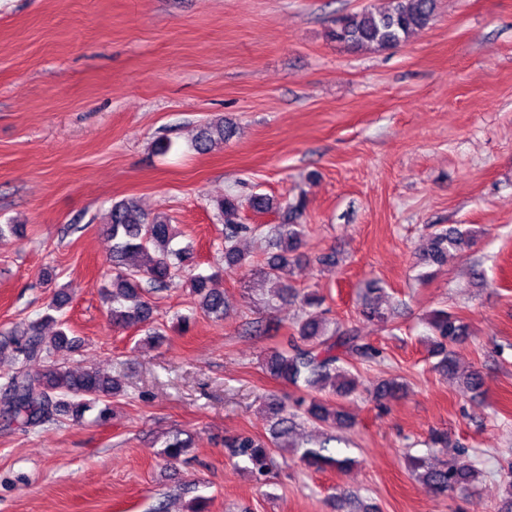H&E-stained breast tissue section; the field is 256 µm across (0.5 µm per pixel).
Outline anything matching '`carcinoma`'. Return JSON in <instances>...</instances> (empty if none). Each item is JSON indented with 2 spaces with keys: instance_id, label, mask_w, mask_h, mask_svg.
I'll return each mask as SVG.
<instances>
[{
  "instance_id": "cac0c4a2",
  "label": "carcinoma",
  "mask_w": 512,
  "mask_h": 512,
  "mask_svg": "<svg viewBox=\"0 0 512 512\" xmlns=\"http://www.w3.org/2000/svg\"><path fill=\"white\" fill-rule=\"evenodd\" d=\"M437 0H388L380 10L365 9L336 17L329 30L330 39L354 49H390L400 46L415 35L428 29L434 19ZM226 126L220 118L200 128L195 147L207 151L224 140ZM256 212L265 213L281 209L280 203L265 194H254L248 199ZM240 197L227 194L216 201V209L224 220V269L233 270L246 262L238 248V240L253 232V227L240 219ZM306 208L300 197L287 206L281 223L268 230L267 261L263 275L277 282L281 292L290 293L295 288L288 283L292 268L299 264L304 245L305 228L299 219ZM112 239V280L103 290V299L110 304L112 324L119 328L142 327L154 323V308L149 295L169 287L185 262L191 258V245L175 249L172 241L178 232L170 219L162 214L145 212L132 198L112 205L107 227ZM474 242V231L459 227L438 225L430 234V245L424 255L426 266L443 267L448 259L465 252ZM214 275L195 274L190 277L191 291L199 298V308L212 318L224 315V292L212 287ZM381 292L374 283L367 284L364 293L363 314L367 319L383 324L391 321L389 313L375 303ZM68 294L60 289L51 297L42 320L34 321L16 334L0 341V358L10 360L18 367L9 378L0 402L3 412L25 428H36L55 417L65 415L80 421L85 414L97 410L95 421L105 422L112 413L111 398L123 392L119 375L105 376L92 370H73L52 362L31 372L29 363L42 361L54 350L74 348L78 339L68 335L66 323L52 312H59L68 303ZM303 313L296 322L287 349L275 350L262 362V371L272 378L307 391L317 388L331 390L336 398H346L357 389V377L350 371L351 360H373L380 351L366 343L352 330L327 327L326 319L317 311L322 298L315 292L302 297ZM53 322L58 329L52 336L42 334V325ZM433 336L432 354L440 357L437 368L453 375L456 362L448 353V344L467 334V327L460 317L445 310H436L429 320ZM398 381L382 383L376 388V399H394L403 393ZM270 418L269 436L257 437L242 433L226 441L232 456L248 463L249 472L256 480H264L274 463L279 448H299L301 444L290 441L295 427V417L302 416L315 428L320 437L309 441V447L300 454V461L309 467L326 466L338 470L353 463L352 458L338 457L329 451L340 438L331 433L336 427L351 425L350 418L339 403L307 392L290 413L282 402L271 396L267 399ZM190 439L175 432L166 437L159 455L170 463L181 460ZM410 468L415 480L427 491L447 493L465 491L475 481L478 470L467 452L457 450L452 458L439 466L427 463L424 458H410Z\"/></svg>"
}]
</instances>
